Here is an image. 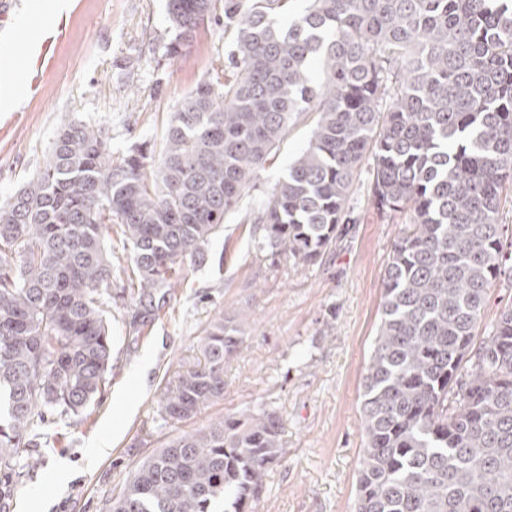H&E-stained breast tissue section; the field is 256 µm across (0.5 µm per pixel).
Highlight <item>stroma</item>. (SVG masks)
Returning <instances> with one entry per match:
<instances>
[{
	"label": "stroma",
	"mask_w": 512,
	"mask_h": 512,
	"mask_svg": "<svg viewBox=\"0 0 512 512\" xmlns=\"http://www.w3.org/2000/svg\"><path fill=\"white\" fill-rule=\"evenodd\" d=\"M0 16V201L40 171L58 128L103 126L113 157L159 148L172 112L214 77L229 35L201 27L186 52L165 46L167 0H5ZM291 127L255 188L226 217L209 259L185 264L169 304L130 323L112 283V370L83 422L48 423L23 462L9 512H111L138 466L167 440L262 410L281 419V452L248 512H354L365 446L363 376L380 324L384 271L406 224L373 206L370 168L348 202L355 224L316 264L271 257L249 221L307 146ZM236 317L243 342L224 363V396L193 418H166L168 383L200 358L210 323Z\"/></svg>",
	"instance_id": "obj_1"
}]
</instances>
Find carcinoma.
Wrapping results in <instances>:
<instances>
[{
	"mask_svg": "<svg viewBox=\"0 0 512 512\" xmlns=\"http://www.w3.org/2000/svg\"><path fill=\"white\" fill-rule=\"evenodd\" d=\"M168 0L182 55L208 23L233 36L224 78L199 82L159 152L112 158L105 129L70 121L42 170L0 202V512L50 417L81 418L112 360L105 297L118 226L134 324L202 264L288 129L308 146L253 214L259 247L315 264L350 232L366 154L370 193L409 223L392 245L363 377L355 512H512V308L475 331L509 269L499 223L512 182V0ZM242 343L217 319L161 407L191 418L224 395ZM281 421L228 416L144 461L112 512H246L281 448Z\"/></svg>",
	"mask_w": 512,
	"mask_h": 512,
	"instance_id": "1",
	"label": "carcinoma"
}]
</instances>
